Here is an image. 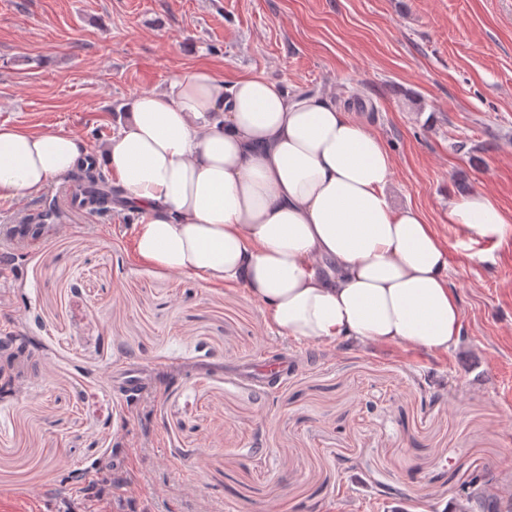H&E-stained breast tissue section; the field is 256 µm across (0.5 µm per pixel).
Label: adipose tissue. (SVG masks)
<instances>
[{
	"label": "adipose tissue",
	"mask_w": 512,
	"mask_h": 512,
	"mask_svg": "<svg viewBox=\"0 0 512 512\" xmlns=\"http://www.w3.org/2000/svg\"><path fill=\"white\" fill-rule=\"evenodd\" d=\"M124 108L101 161L116 208L137 217L143 261L243 289L297 341L432 354L458 341L446 244L421 211L393 206L384 142L329 97L200 66ZM87 154L76 135L0 125V198L44 189ZM448 222L471 238L512 235L480 192L451 199Z\"/></svg>",
	"instance_id": "ef3b65f1"
}]
</instances>
